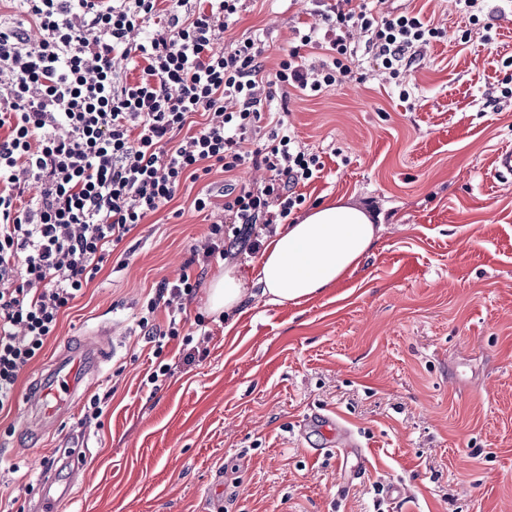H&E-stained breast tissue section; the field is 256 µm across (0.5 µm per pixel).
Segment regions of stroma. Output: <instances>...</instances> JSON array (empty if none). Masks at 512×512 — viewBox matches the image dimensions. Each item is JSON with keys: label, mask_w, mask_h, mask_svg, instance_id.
Wrapping results in <instances>:
<instances>
[{"label": "stroma", "mask_w": 512, "mask_h": 512, "mask_svg": "<svg viewBox=\"0 0 512 512\" xmlns=\"http://www.w3.org/2000/svg\"><path fill=\"white\" fill-rule=\"evenodd\" d=\"M307 0H246L221 44L264 31L275 73ZM444 29L404 73L411 102L379 79L291 95L288 119L324 169L305 209L342 201L383 227L360 267L301 304L247 285L239 312L207 308L214 259L188 319L204 335L156 351L136 318L176 281L192 247L224 215L226 182L245 166L186 181L137 226L21 376L0 416V512H32L55 448L87 446L65 512H512V186L493 175L512 146V0H486L497 40L462 43L455 0H409ZM210 194L199 212L194 199ZM111 326L115 353L59 424L28 430L23 399L66 348ZM172 374L150 384L158 364ZM103 413L93 417V401ZM334 416L359 454L321 452L312 415ZM402 488L388 496L390 485Z\"/></svg>", "instance_id": "35a3bbf8"}]
</instances>
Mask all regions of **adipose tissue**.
Wrapping results in <instances>:
<instances>
[{
  "label": "adipose tissue",
  "instance_id": "adipose-tissue-1",
  "mask_svg": "<svg viewBox=\"0 0 512 512\" xmlns=\"http://www.w3.org/2000/svg\"><path fill=\"white\" fill-rule=\"evenodd\" d=\"M378 232L368 214L356 206L336 201L316 207L300 221L279 225L273 235L263 237L262 249L251 262L254 283L269 303L307 301L358 267ZM246 283L236 266H225L211 281L210 310L233 312Z\"/></svg>",
  "mask_w": 512,
  "mask_h": 512
}]
</instances>
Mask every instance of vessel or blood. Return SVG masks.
Returning a JSON list of instances; mask_svg holds the SVG:
<instances>
[{"label":"vessel or blood","mask_w":512,"mask_h":512,"mask_svg":"<svg viewBox=\"0 0 512 512\" xmlns=\"http://www.w3.org/2000/svg\"><path fill=\"white\" fill-rule=\"evenodd\" d=\"M112 357V345L104 339L82 341L59 354L51 367L39 376L27 396L32 421L59 422L83 394L86 383ZM41 498L37 512H64L68 489L59 487L52 472L40 476Z\"/></svg>","instance_id":"vessel-or-blood-1"}]
</instances>
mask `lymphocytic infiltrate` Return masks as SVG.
Returning a JSON list of instances; mask_svg holds the SVG:
<instances>
[{"label": "lymphocytic infiltrate", "instance_id": "obj_1", "mask_svg": "<svg viewBox=\"0 0 512 512\" xmlns=\"http://www.w3.org/2000/svg\"><path fill=\"white\" fill-rule=\"evenodd\" d=\"M8 2L42 37L32 43L21 27H0V413L11 410L61 312L183 180L216 166L265 170L260 186L225 190L223 220L188 263L207 269L239 243L259 252V227L298 209L302 186L324 168L278 103L293 89L314 97L364 80L366 58L397 84L410 52L443 36L389 0H312L314 23L295 27L269 78L264 33L215 47L242 0H207L202 9L190 0L164 9L159 0ZM120 61L139 79H123ZM196 114L201 127L185 134ZM199 286L188 272L159 285L138 321L149 341L178 336L183 303ZM161 307L163 330L152 322Z\"/></svg>", "mask_w": 512, "mask_h": 512}]
</instances>
